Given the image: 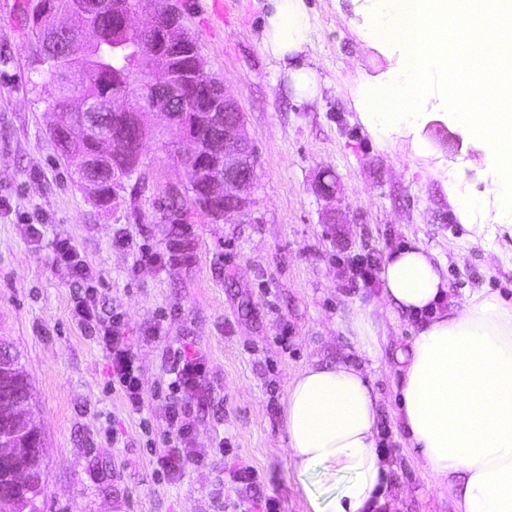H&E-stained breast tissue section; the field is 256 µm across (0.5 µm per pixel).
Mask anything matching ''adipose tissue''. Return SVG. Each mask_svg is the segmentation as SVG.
Wrapping results in <instances>:
<instances>
[{
  "instance_id": "1",
  "label": "adipose tissue",
  "mask_w": 512,
  "mask_h": 512,
  "mask_svg": "<svg viewBox=\"0 0 512 512\" xmlns=\"http://www.w3.org/2000/svg\"><path fill=\"white\" fill-rule=\"evenodd\" d=\"M267 22L274 55L301 50L304 0H275ZM380 278L389 308L419 321L394 360L406 450L457 512H512V300L481 291L454 303L443 267L417 244L386 256ZM283 433L307 512L392 507L378 396L362 366L306 365L288 385Z\"/></svg>"
}]
</instances>
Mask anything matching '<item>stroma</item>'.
Returning a JSON list of instances; mask_svg holds the SVG:
<instances>
[{"label":"stroma","mask_w":512,"mask_h":512,"mask_svg":"<svg viewBox=\"0 0 512 512\" xmlns=\"http://www.w3.org/2000/svg\"><path fill=\"white\" fill-rule=\"evenodd\" d=\"M168 0L196 38L204 70L239 100L257 150L254 205L215 224L204 212L168 231L167 193L190 176L146 141L144 187L111 208L94 205L49 134L55 117L30 82L32 46L22 26L27 0H0V339L21 352L42 439V512H306L302 482L288 465L281 427L287 385L307 363L364 365L379 396V445L402 495L398 512H456L447 492L403 448L392 359L418 325L380 297L387 254L409 244L432 251L449 293L512 297V226L492 208L491 159L443 106L424 100L414 135L381 140L364 125L355 91L394 81L400 60L370 31V0H304L310 32L302 52L279 60L263 47L274 0ZM308 70L313 92L290 73ZM338 185V223L315 184ZM482 199L474 226L454 205L457 191ZM127 236L131 247L116 245ZM69 239L99 276L102 316L121 313L142 367L146 407L130 412L113 391L111 368L94 335L73 316L68 266L54 262ZM149 252L155 263L140 260ZM372 304L381 351L369 358L351 338L355 302ZM158 338H149L150 329ZM198 347L209 371L192 406L207 460L179 482L157 476L164 446L158 408L170 352ZM227 449H220V441ZM250 468L258 485L232 481Z\"/></svg>","instance_id":"stroma-1"}]
</instances>
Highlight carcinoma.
<instances>
[{"instance_id": "carcinoma-1", "label": "carcinoma", "mask_w": 512, "mask_h": 512, "mask_svg": "<svg viewBox=\"0 0 512 512\" xmlns=\"http://www.w3.org/2000/svg\"><path fill=\"white\" fill-rule=\"evenodd\" d=\"M141 0H83V12L72 14L70 31L57 40V48L45 51V40L50 30L46 10L71 6V0H34L24 11V27L34 46L32 56L33 72L44 83L52 87L49 107L56 114V127L51 132L61 156L74 166L78 173L84 157L105 153L110 176L101 182L92 195L100 207L112 204L119 191L125 188L132 175L140 173L142 158L135 151V131L128 125V114H119L109 130V142L87 138L72 143L64 137L70 123L80 116V106L87 101L108 99L115 93H122L131 102L130 111L143 115L141 105L145 76L140 69L141 56L159 45V41L148 28L126 31L112 30V14L137 6ZM80 43L82 52L78 56L66 52L68 43ZM199 53L197 40L186 38L182 56L175 60L178 75L192 69V61ZM80 66L86 73L80 88L73 91L65 83L66 74ZM142 130L147 137L162 142L166 156L175 159L178 152L169 149L165 141L166 130L144 123ZM169 223L180 224L189 210H205L200 203L198 192L189 186L183 193L167 196ZM28 430L16 437L14 443L23 450L14 462L0 463V512H40L38 497L43 493L41 485V438L34 413H29L26 422Z\"/></svg>"}]
</instances>
